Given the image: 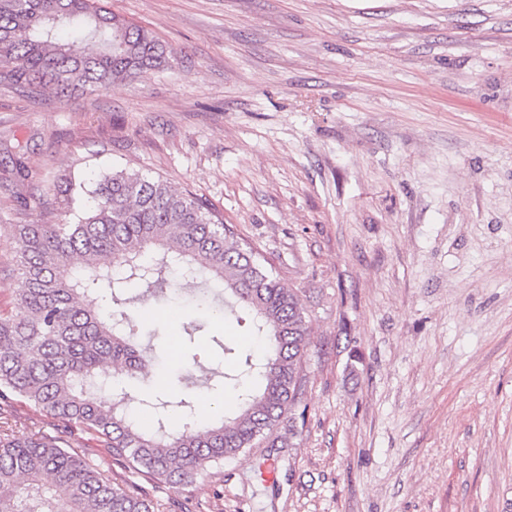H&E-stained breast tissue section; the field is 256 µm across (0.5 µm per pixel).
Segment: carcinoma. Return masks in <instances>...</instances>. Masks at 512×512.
Segmentation results:
<instances>
[{
    "label": "carcinoma",
    "mask_w": 512,
    "mask_h": 512,
    "mask_svg": "<svg viewBox=\"0 0 512 512\" xmlns=\"http://www.w3.org/2000/svg\"><path fill=\"white\" fill-rule=\"evenodd\" d=\"M175 50L100 0H0V84L94 91L171 68ZM56 224H10L18 247L15 309L0 314V399L28 401L79 426L125 467L191 485L234 460L300 407L310 318L255 252L202 201L160 180L115 171L69 180ZM177 273L211 316L249 317L264 342L241 355L220 390L237 391L220 419L199 424L187 393L131 394L150 364L136 345L134 304ZM110 290L112 312L99 304ZM107 365L121 369L111 374ZM180 426L171 427L172 419ZM0 512H155L112 485L99 464L57 437L0 433Z\"/></svg>",
    "instance_id": "1"
}]
</instances>
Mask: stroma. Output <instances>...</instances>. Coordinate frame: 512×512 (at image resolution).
<instances>
[{"label":"stroma","instance_id":"1","mask_svg":"<svg viewBox=\"0 0 512 512\" xmlns=\"http://www.w3.org/2000/svg\"><path fill=\"white\" fill-rule=\"evenodd\" d=\"M106 3L178 60L62 96L0 85V225L59 222L70 175L202 199L299 291L306 417L184 487L20 398L0 415L160 512H512V0ZM144 315L159 392L207 396L262 350L232 318L187 338L178 292Z\"/></svg>","mask_w":512,"mask_h":512}]
</instances>
